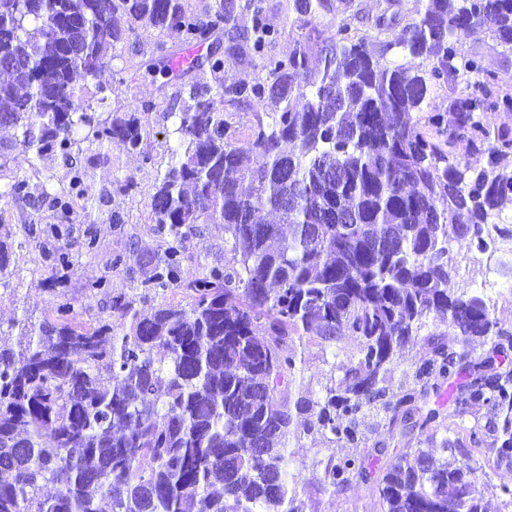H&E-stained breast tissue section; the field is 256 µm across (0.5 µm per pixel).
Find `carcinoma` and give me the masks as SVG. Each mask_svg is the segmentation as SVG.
I'll list each match as a JSON object with an SVG mask.
<instances>
[{"label": "carcinoma", "mask_w": 512, "mask_h": 512, "mask_svg": "<svg viewBox=\"0 0 512 512\" xmlns=\"http://www.w3.org/2000/svg\"><path fill=\"white\" fill-rule=\"evenodd\" d=\"M262 2L214 0L199 14L183 0H0V59L13 60L0 67V128L15 131L0 151L18 148L29 165L0 198L48 196L39 161L63 156L70 192L41 228L56 283L71 267L61 245L70 216L103 199L74 131L104 164L114 147L153 162L142 117L101 113L112 86H96L100 111L74 106L76 78L97 79L108 46L123 40L115 15L148 20L177 49L224 34V52L198 60L196 80L172 99L177 146L151 200L163 245L144 295L185 290L188 301L145 313L116 297L117 332L109 319H83L102 277L52 318L0 325V512H306L287 470L295 432L353 448L327 461L325 492L371 480L383 512H486L468 464L421 452L411 461L407 450L373 476L357 451L367 408L392 431L427 437L484 408L495 421L469 442L512 464V324L455 292L448 261L450 238L486 250L487 225L512 199V132L490 134L492 78L460 48L474 29L512 46V0H419L394 41L351 35L355 11L329 33L315 19L333 0H293L305 32L286 56L273 52L280 31ZM390 53L401 61L380 63ZM226 56L258 60L260 73L226 84ZM450 78L469 92L450 118L427 117L431 135L412 113ZM253 103L272 109L254 113L241 143L224 110ZM485 141L486 166L474 169L468 151ZM207 224L224 225L232 261L192 275L184 244ZM426 318L452 340L429 335L413 387L395 392L390 375ZM345 336L358 340L356 355L321 398H278L298 372L286 345ZM477 338L490 344L480 360L469 349Z\"/></svg>", "instance_id": "1"}]
</instances>
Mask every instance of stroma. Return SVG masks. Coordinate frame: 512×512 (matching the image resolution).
<instances>
[{
  "label": "stroma",
  "instance_id": "stroma-1",
  "mask_svg": "<svg viewBox=\"0 0 512 512\" xmlns=\"http://www.w3.org/2000/svg\"><path fill=\"white\" fill-rule=\"evenodd\" d=\"M118 27L124 29L126 39L109 50L106 65L99 75L100 82L110 85L112 96L108 112H131L151 104L152 110L146 129L150 135L153 164H143L136 155L113 151L112 162L103 165L94 162L92 151L80 156L88 166L96 189L106 196L92 216L74 215L65 238L66 249L73 262L65 291L68 297H81L89 283L101 276H108L109 284L99 292V305H106L113 297L139 295L143 278L144 259L157 252L163 242L151 220V197L157 170L165 168L170 149L175 144L172 133L174 118L168 117L166 108L178 82H190L193 69L183 71L180 81L163 75L150 76L144 71L145 61L167 56L171 41L165 32L149 25H129L125 16H117ZM462 48L475 55L483 67L493 75L500 94L512 96V50L493 40L488 33L475 31L463 38ZM43 176L50 180L49 197L36 200L35 204L0 199V237L10 236L13 255L10 276L0 279V321H10L14 316L29 313L34 319L56 313L57 294L51 289L52 272L42 261L39 239L34 234H24L25 224H46L53 220L51 196L69 185L68 169L61 157H45L40 163ZM120 213L123 222L114 225L112 213ZM499 228L510 230L507 238H497L492 250L467 251L456 241H449L448 255L456 265L454 287L468 295L490 299L493 316L512 324V203L506 204L497 221ZM95 238L97 249L87 252L84 242ZM122 256L123 264L109 269L113 256ZM231 252L224 242V227L210 224L201 234L190 237L185 244L184 266L198 274L211 266L223 265L230 260ZM355 338H347L338 345L326 348L317 345L295 344L299 384L281 386L280 397L293 401L299 396L315 399L322 395L325 385L332 378L341 377L342 365L355 351ZM489 422L484 411H472L457 418L452 430H438L432 441L420 440L418 435H394L388 427L376 424L368 428L362 442L363 448L384 449L386 454L399 448H421L440 454L444 440L465 439L475 426ZM290 469L299 476L296 491L305 502L307 512H382L383 507L373 485L360 484L342 492H323L314 483L317 461L347 454L348 449L319 434L294 435L290 438ZM453 459H471L485 471L489 486L482 494L487 512H512L507 505L506 489H512V466L497 463L492 449L465 447L453 452Z\"/></svg>",
  "mask_w": 512,
  "mask_h": 512
}]
</instances>
